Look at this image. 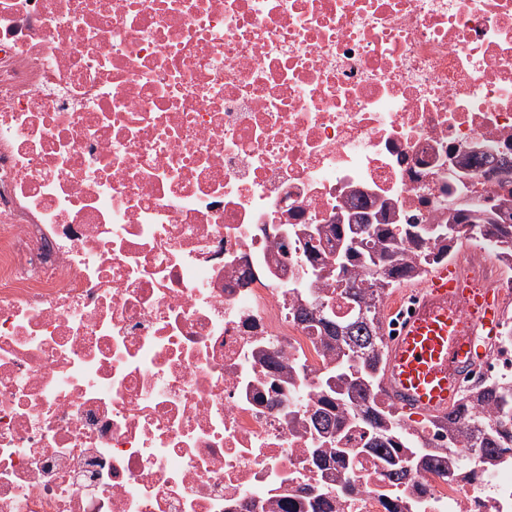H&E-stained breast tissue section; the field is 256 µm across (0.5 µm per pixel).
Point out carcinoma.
Returning a JSON list of instances; mask_svg holds the SVG:
<instances>
[{
    "label": "carcinoma",
    "mask_w": 512,
    "mask_h": 512,
    "mask_svg": "<svg viewBox=\"0 0 512 512\" xmlns=\"http://www.w3.org/2000/svg\"><path fill=\"white\" fill-rule=\"evenodd\" d=\"M359 220L358 224L330 225L332 236L342 241V254L348 252L353 239H360L354 259L371 272L368 277L360 279L345 267L343 277L336 279L346 300L356 304V308L346 315L337 316L329 310L316 315L302 307L297 321L315 324L323 333L325 345L336 351V365L325 368L319 376V407L313 413L315 429L328 436L330 442H335V434L341 428L336 410L356 404L361 407L363 422L372 433L370 450L389 457L391 450L408 447L409 437L393 412L374 404L384 355L380 352L381 337L375 330L377 307L371 295L376 288L407 281L414 267L407 264L401 254L389 267L375 265L371 254L383 256L391 249H398L396 234L389 227L368 223L364 213L359 214ZM437 230L450 232V240H458L478 230L496 243L512 241V223H501L500 208L484 202L474 203L467 210L456 213L450 219V225H439ZM444 419V430L437 437L448 447L465 443L482 449L487 456L502 453L507 441L512 440V382L492 383L477 401L468 397L463 399Z\"/></svg>",
    "instance_id": "1"
}]
</instances>
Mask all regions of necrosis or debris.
<instances>
[{
    "label": "necrosis or debris",
    "mask_w": 512,
    "mask_h": 512,
    "mask_svg": "<svg viewBox=\"0 0 512 512\" xmlns=\"http://www.w3.org/2000/svg\"><path fill=\"white\" fill-rule=\"evenodd\" d=\"M491 179L470 182L471 165ZM512 208V0H0V512H512V451L393 482L299 306L312 224ZM496 288L463 379H512V244H402ZM420 299L383 288L391 338Z\"/></svg>",
    "instance_id": "4bbe7bcc"
}]
</instances>
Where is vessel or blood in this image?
<instances>
[{"instance_id": "obj_1", "label": "vessel or blood", "mask_w": 512, "mask_h": 512, "mask_svg": "<svg viewBox=\"0 0 512 512\" xmlns=\"http://www.w3.org/2000/svg\"><path fill=\"white\" fill-rule=\"evenodd\" d=\"M422 298L389 342L384 386L409 414L446 415L461 400V378L476 337L500 318L493 289L461 277L450 265L431 271Z\"/></svg>"}]
</instances>
